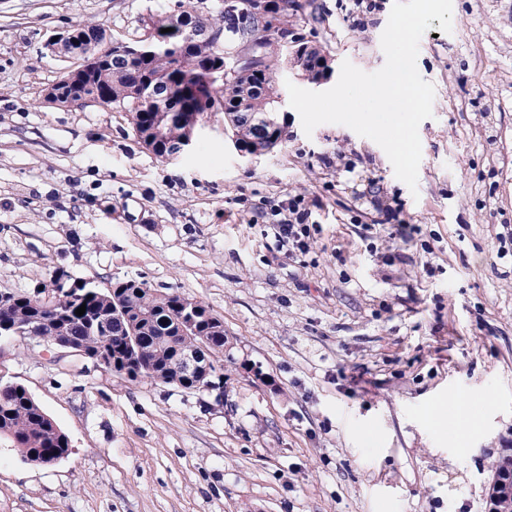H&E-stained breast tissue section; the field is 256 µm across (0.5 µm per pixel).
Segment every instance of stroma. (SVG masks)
<instances>
[{
  "label": "stroma",
  "instance_id": "obj_1",
  "mask_svg": "<svg viewBox=\"0 0 512 512\" xmlns=\"http://www.w3.org/2000/svg\"><path fill=\"white\" fill-rule=\"evenodd\" d=\"M394 0H313L309 46L374 72ZM175 0H0V289L54 271L137 278L224 322V400L0 340V374L70 441L52 466L0 442V512H488L512 454V0H453L419 43L435 88L418 189L341 124L242 157L224 116L162 159L129 114L51 107L79 24L137 39ZM309 249L273 225L290 199ZM506 258H499V251ZM487 393L466 445L430 408Z\"/></svg>",
  "mask_w": 512,
  "mask_h": 512
}]
</instances>
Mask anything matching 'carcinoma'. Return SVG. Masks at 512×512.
Returning <instances> with one entry per match:
<instances>
[{"label": "carcinoma", "mask_w": 512, "mask_h": 512, "mask_svg": "<svg viewBox=\"0 0 512 512\" xmlns=\"http://www.w3.org/2000/svg\"><path fill=\"white\" fill-rule=\"evenodd\" d=\"M283 7L278 27L271 31L262 18H251L250 36H240L230 43H217L207 39L186 36L188 27L202 24L216 34L224 33V10L206 7V0H177L175 8L161 15H150L142 20L152 33L153 44L140 48V52L123 53L103 47L99 40L103 28L97 25H78L69 31L73 41L58 54L71 61L68 73L83 75L81 84L71 85L60 79L53 87L55 97L46 99L50 104L68 105V101L86 99L101 106L131 116L135 132H144L156 122L157 111L136 103L137 95L150 89L177 88L189 79L205 88L212 110L197 106L195 111L211 116L221 112L234 123L237 140L244 149L253 152H271L288 140L286 126L279 123L276 136L270 140L261 130L242 120L237 113L255 112L259 116L277 119L281 93V79L288 73V49L292 48L305 58L308 76L325 77L331 72L327 55L296 39L288 28L290 20L308 14L311 0H281ZM169 32H164V29ZM257 45L254 69L245 70L236 86L224 82L220 69L226 55L232 53L249 39ZM184 296L177 292L157 293L144 281L133 278L111 282V292L104 295H81L73 299H58L54 310H49L38 291H17L14 304L0 314L1 321L13 325L35 324L49 314L62 322L67 335L89 352L97 350L100 337L88 327V322L103 308L119 304L125 312L112 319V358L122 362L129 359V328L141 324L137 344L141 353L137 364L115 376L134 382L148 378L155 382L175 385L196 391L207 385L223 381L224 354L223 321L211 309L196 302L194 329L189 343L204 345L215 363L208 380L179 377L175 372L162 370L158 363H167L168 337L183 316ZM86 305L83 315L76 309ZM9 441L18 448L24 460L53 465L70 453V442L55 421L41 408L26 387L0 379V440Z\"/></svg>", "instance_id": "1"}]
</instances>
